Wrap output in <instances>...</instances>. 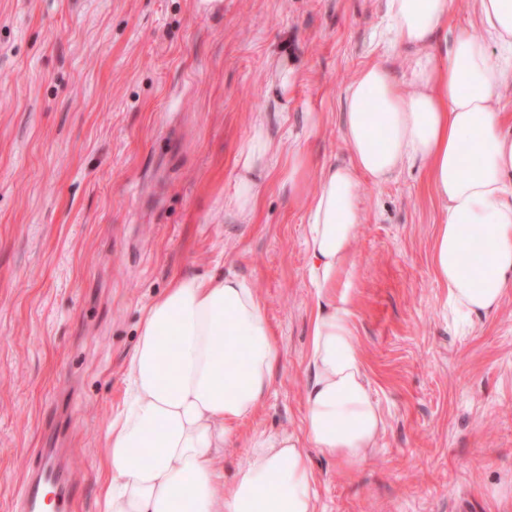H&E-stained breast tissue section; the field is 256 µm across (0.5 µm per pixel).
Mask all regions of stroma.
<instances>
[{
  "label": "stroma",
  "instance_id": "35a3bbf8",
  "mask_svg": "<svg viewBox=\"0 0 512 512\" xmlns=\"http://www.w3.org/2000/svg\"><path fill=\"white\" fill-rule=\"evenodd\" d=\"M414 54L392 42L386 0H0V512H17L38 449L63 443L73 512H99L141 315L181 274L244 278L281 349L217 467L234 473L253 431L301 434L315 183L291 199L288 158L348 162L346 87L377 63L408 88ZM278 58L295 70L284 98ZM260 116L274 160L241 219L224 198ZM357 193L341 284L384 428L352 469L311 452L318 512H512V290L457 332L429 268L441 210L425 170Z\"/></svg>",
  "mask_w": 512,
  "mask_h": 512
}]
</instances>
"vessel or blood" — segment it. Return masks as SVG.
Masks as SVG:
<instances>
[{
  "instance_id": "1",
  "label": "vessel or blood",
  "mask_w": 512,
  "mask_h": 512,
  "mask_svg": "<svg viewBox=\"0 0 512 512\" xmlns=\"http://www.w3.org/2000/svg\"><path fill=\"white\" fill-rule=\"evenodd\" d=\"M39 454L43 462L28 468L21 490L23 512H44L46 489L50 486L56 490L58 512H65L67 505L78 496L79 489L74 483L70 466L63 460L64 451L60 448H43Z\"/></svg>"
}]
</instances>
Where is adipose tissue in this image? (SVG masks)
<instances>
[{
	"label": "adipose tissue",
	"instance_id": "ef3b65f1",
	"mask_svg": "<svg viewBox=\"0 0 512 512\" xmlns=\"http://www.w3.org/2000/svg\"><path fill=\"white\" fill-rule=\"evenodd\" d=\"M483 30L459 31L445 55L431 52L449 0H387L397 43L420 48L409 89L373 64L344 95V164L323 166L307 210L309 278L316 302L307 353L303 433H254L225 479L215 461L268 394L280 358L250 284L236 276L179 275L145 310L125 368L127 390L100 465L101 512H316L309 452L345 466L365 463L383 418L365 378L354 312L336 288L353 260L363 220L360 177L380 183L421 165L441 207L431 272L448 289L456 321L496 311L512 285V116L495 104L512 85V0H474ZM272 158L256 125L224 205L249 215L255 175Z\"/></svg>",
	"mask_w": 512,
	"mask_h": 512
}]
</instances>
